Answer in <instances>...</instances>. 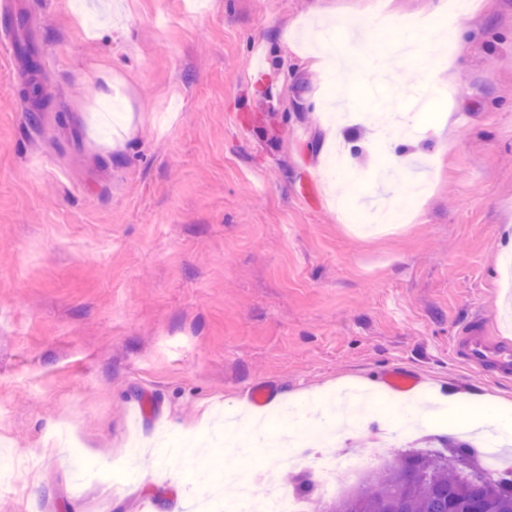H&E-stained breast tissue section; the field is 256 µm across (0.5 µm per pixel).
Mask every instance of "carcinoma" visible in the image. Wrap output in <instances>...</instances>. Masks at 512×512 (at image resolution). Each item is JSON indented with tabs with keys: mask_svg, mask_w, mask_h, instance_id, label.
Masks as SVG:
<instances>
[{
	"mask_svg": "<svg viewBox=\"0 0 512 512\" xmlns=\"http://www.w3.org/2000/svg\"><path fill=\"white\" fill-rule=\"evenodd\" d=\"M469 446L401 459L330 512H512V479L463 466Z\"/></svg>",
	"mask_w": 512,
	"mask_h": 512,
	"instance_id": "cac0c4a2",
	"label": "carcinoma"
}]
</instances>
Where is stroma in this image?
Returning a JSON list of instances; mask_svg holds the SVG:
<instances>
[{
    "instance_id": "obj_1",
    "label": "stroma",
    "mask_w": 512,
    "mask_h": 512,
    "mask_svg": "<svg viewBox=\"0 0 512 512\" xmlns=\"http://www.w3.org/2000/svg\"><path fill=\"white\" fill-rule=\"evenodd\" d=\"M431 0H18L40 65L25 82L0 49V512H201L210 479L164 455L169 438L223 439L346 384L386 396L395 368L423 383V425L369 469L449 442L439 396L492 394L512 415V378L472 371L459 325L480 317L512 338V0H457L470 42L385 69L369 28L389 36ZM321 41L361 51L341 92L336 145L358 185L327 180L332 73ZM426 118L416 94L445 89ZM386 113L418 144L378 174ZM429 183L410 219L385 212ZM366 209L354 231L337 200ZM277 397L248 398L256 383ZM329 455L376 447L377 408ZM133 480L116 486L115 467Z\"/></svg>"
}]
</instances>
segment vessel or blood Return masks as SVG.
<instances>
[{"label":"vessel or blood","mask_w":512,"mask_h":512,"mask_svg":"<svg viewBox=\"0 0 512 512\" xmlns=\"http://www.w3.org/2000/svg\"><path fill=\"white\" fill-rule=\"evenodd\" d=\"M458 336V355L467 365L500 377L512 375V340L491 336L483 319L464 323Z\"/></svg>","instance_id":"vessel-or-blood-1"}]
</instances>
